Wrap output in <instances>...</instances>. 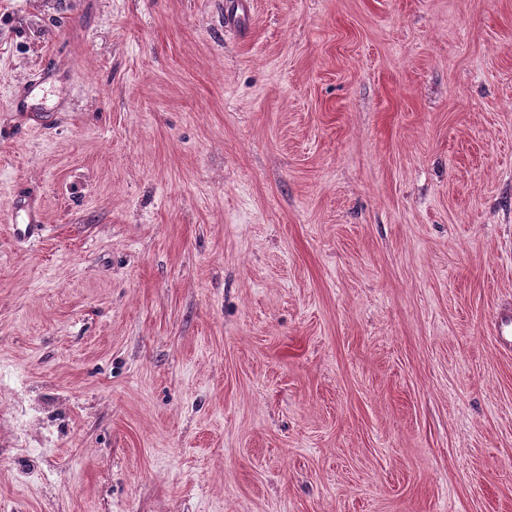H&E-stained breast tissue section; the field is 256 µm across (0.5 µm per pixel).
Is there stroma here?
<instances>
[{
    "label": "stroma",
    "instance_id": "stroma-1",
    "mask_svg": "<svg viewBox=\"0 0 512 512\" xmlns=\"http://www.w3.org/2000/svg\"><path fill=\"white\" fill-rule=\"evenodd\" d=\"M511 314L512 0H0V512H512ZM14 217V234L22 240H31L40 237L46 228L43 224V215L40 205L34 207L28 203L21 208L14 205L12 209Z\"/></svg>",
    "mask_w": 512,
    "mask_h": 512
}]
</instances>
